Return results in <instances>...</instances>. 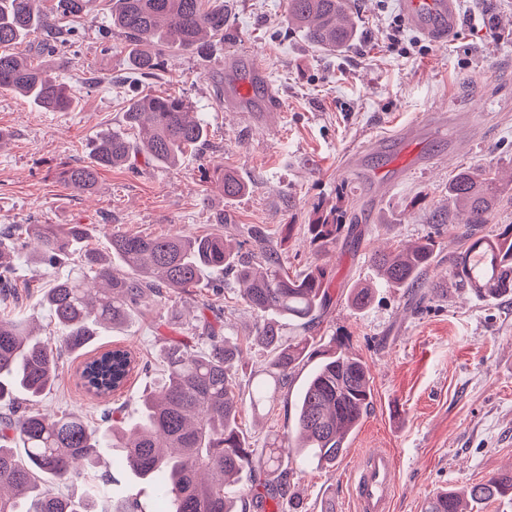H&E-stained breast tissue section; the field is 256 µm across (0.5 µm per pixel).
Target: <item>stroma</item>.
<instances>
[{
  "label": "stroma",
  "instance_id": "stroma-1",
  "mask_svg": "<svg viewBox=\"0 0 512 512\" xmlns=\"http://www.w3.org/2000/svg\"><path fill=\"white\" fill-rule=\"evenodd\" d=\"M228 28L209 58L164 50L158 75L126 78V38L113 28L109 6L96 0L81 17L62 20L72 46L59 77L76 96L65 112H46L0 93V228L12 224H84L86 247L106 251L107 234L201 236L223 230L245 249L251 227H262L281 261L295 272L314 262L303 234L314 204L341 206L364 234L359 244H339L327 261L336 283L374 275L370 257L402 249L436 234L439 262L427 282L444 279L448 256L459 251L454 230L435 228L430 214L448 204V183L463 169L512 172V0H461L462 23L446 44L401 27L397 0H353L357 38L336 53L314 50L289 28L285 0H225ZM412 48L390 46L392 34ZM257 61L278 107L269 112L225 109L214 96L228 80L226 49ZM166 92L185 98L208 135L176 168L139 154L129 166L101 171L95 193L83 195L60 179L63 167L89 162L100 133L125 128L132 93ZM235 170L249 191L225 202L220 171ZM15 285L21 312L44 335L58 328L41 293L59 269L17 260ZM221 309L226 335L244 343L236 381L249 390L265 354L248 345L256 320L239 289L206 288L169 294L155 317H177V332L156 333L150 320L133 317L123 331L97 337L102 350L123 344L136 351L145 372L117 395L119 413L133 418L141 396L160 376L170 337L190 339L208 305ZM341 337L367 363L372 407L336 467L294 466L290 492L301 512H357L351 461L372 448L389 449L397 472L390 512H421L437 492L490 478L512 464V297L491 304L468 289L432 295L430 308L413 312L405 289L384 288L372 304L353 310L335 295L313 331ZM80 355L65 354L54 389L39 405L50 415L80 414L97 424L100 407L75 384ZM307 377L293 376L271 410L254 414L242 404L239 426L255 456L293 423L295 397ZM98 475L112 479V497L137 500L155 512L149 484L105 462Z\"/></svg>",
  "mask_w": 512,
  "mask_h": 512
}]
</instances>
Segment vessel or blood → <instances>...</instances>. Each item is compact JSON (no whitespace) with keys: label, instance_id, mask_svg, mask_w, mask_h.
Listing matches in <instances>:
<instances>
[{"label":"vessel or blood","instance_id":"obj_1","mask_svg":"<svg viewBox=\"0 0 512 512\" xmlns=\"http://www.w3.org/2000/svg\"><path fill=\"white\" fill-rule=\"evenodd\" d=\"M398 8L413 30L436 43L452 38L461 22L459 0H398ZM349 475L359 512H389L397 481L389 450L356 458Z\"/></svg>","mask_w":512,"mask_h":512}]
</instances>
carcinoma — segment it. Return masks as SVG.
Masks as SVG:
<instances>
[{
	"mask_svg": "<svg viewBox=\"0 0 512 512\" xmlns=\"http://www.w3.org/2000/svg\"><path fill=\"white\" fill-rule=\"evenodd\" d=\"M41 2L0 0V91L18 93L45 111H66L75 102L71 89L37 59H65L60 21L80 16L93 0H54L49 12ZM109 2L112 26L127 39L128 67L139 80L157 74L165 48L208 55L214 42L224 40V0ZM285 18L323 52L348 45L357 32L350 0H286ZM36 31L46 36L42 50L14 51ZM125 122L136 132L135 141L121 131L100 134L90 162L62 172L68 188L92 191L99 170L124 167L135 153L173 167L207 137L191 107L176 97L136 93L127 100ZM221 181L226 199L246 191L230 170L223 171ZM502 191L489 170H464L449 183L448 202L464 219L457 222L436 211L431 223L453 225L462 248L448 256V280L431 284L432 289L469 288L486 301L512 295V224L495 234L481 233ZM344 218L335 209L305 225L315 255L328 253L342 240L360 242V225ZM85 238L82 224H21L0 234V291L5 296L14 281L15 257L30 239L36 242L28 254L32 265L56 267L77 254L79 268L86 271L80 277H58L45 289L42 302L59 334H39L20 312L0 316V512H98L101 502L112 500L107 480L87 481L78 496L61 487L95 472L102 448L116 451L114 469L152 484L160 512L263 509L259 494L236 489L240 474L255 470L250 444L238 426L243 395L236 372L242 349L208 321L198 326L200 349L169 342L161 380L143 399L145 417L139 426L125 428L110 409L112 395L141 366L122 346L98 352L80 374L84 391L104 406L100 424L91 427L74 413L50 417L37 408L56 383L62 354L85 349L102 328L122 330L136 312H152L164 289L186 292L207 282L220 292L226 278L238 285L243 302L256 314L250 342L266 353L264 378L248 393L253 408L271 407L296 369L321 358L299 394L291 429L272 446L261 469L287 492L288 459L334 465L343 456L371 406L372 381L367 364L347 352L341 339L333 338L334 349L326 353L310 336L332 303V270L313 262L288 273L260 228L255 229L256 253L242 251L222 233L156 237L115 230L106 253L83 247ZM437 257L431 235L403 251L374 254L376 278L349 289L351 306L367 307L380 288H405L414 308L427 307L428 294L420 288ZM285 321L299 328L288 340L283 339ZM19 391L26 395L23 406L17 404ZM508 496L512 468L463 492H438L425 501L422 512H472L474 504Z\"/></svg>",
	"mask_w": 512,
	"mask_h": 512,
	"instance_id": "1",
	"label": "carcinoma"
}]
</instances>
